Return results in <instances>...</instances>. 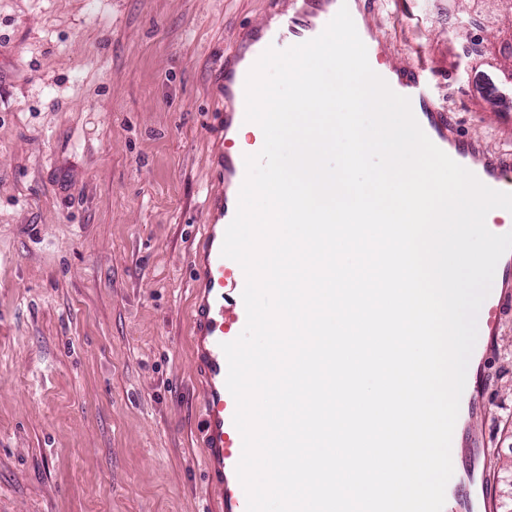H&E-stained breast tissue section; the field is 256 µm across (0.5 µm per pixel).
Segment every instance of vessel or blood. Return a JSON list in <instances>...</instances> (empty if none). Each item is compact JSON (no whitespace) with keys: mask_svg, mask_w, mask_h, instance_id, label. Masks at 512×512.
Returning <instances> with one entry per match:
<instances>
[{"mask_svg":"<svg viewBox=\"0 0 512 512\" xmlns=\"http://www.w3.org/2000/svg\"><path fill=\"white\" fill-rule=\"evenodd\" d=\"M271 22L251 29L224 55V124L221 139H229L245 121V82L260 55L275 40L296 45L318 36L340 7H347L369 59L383 55L386 33L370 23L371 0H270ZM380 76L397 94L409 98L415 119L428 138L486 186L512 192V155L490 151L482 140L459 137L447 113L424 86L416 69L386 66ZM246 176L243 156L225 154L212 177L223 192L217 199L219 223L205 225L190 258L197 285L191 316L194 370L203 410L201 447L205 482L218 512H246L247 497L236 467L242 437L233 423L236 403L226 387L228 364L222 343L236 339L247 320L242 298L246 278L242 267L221 254L226 225L235 216ZM512 309V251L499 260L491 291L482 304V325L467 368L460 405L468 412L487 408L486 374L506 310ZM483 436L470 428L455 429L451 442L453 475L445 490L443 512H498L492 491L490 459Z\"/></svg>","mask_w":512,"mask_h":512,"instance_id":"vessel-or-blood-1","label":"vessel or blood"}]
</instances>
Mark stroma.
<instances>
[{
	"mask_svg": "<svg viewBox=\"0 0 512 512\" xmlns=\"http://www.w3.org/2000/svg\"><path fill=\"white\" fill-rule=\"evenodd\" d=\"M268 0H0V512H212L190 255L221 188V61ZM375 0L385 62L512 151V15ZM480 42L487 59L464 54ZM476 414L512 487V315Z\"/></svg>",
	"mask_w": 512,
	"mask_h": 512,
	"instance_id": "1",
	"label": "stroma"
}]
</instances>
